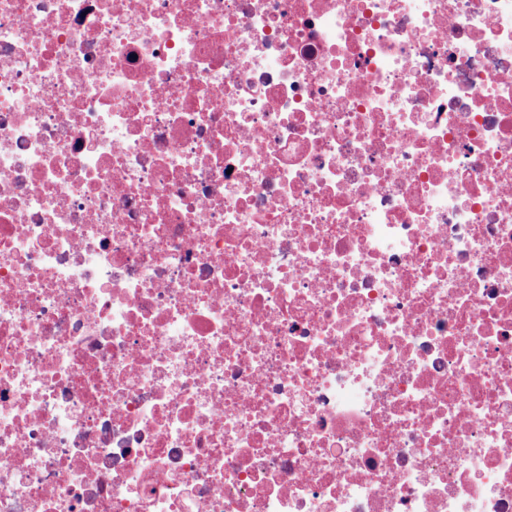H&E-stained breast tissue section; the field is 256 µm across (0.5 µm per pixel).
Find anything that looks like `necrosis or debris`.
I'll list each match as a JSON object with an SVG mask.
<instances>
[{"label":"necrosis or debris","instance_id":"obj_1","mask_svg":"<svg viewBox=\"0 0 512 512\" xmlns=\"http://www.w3.org/2000/svg\"><path fill=\"white\" fill-rule=\"evenodd\" d=\"M0 512H512V0H0Z\"/></svg>","mask_w":512,"mask_h":512}]
</instances>
